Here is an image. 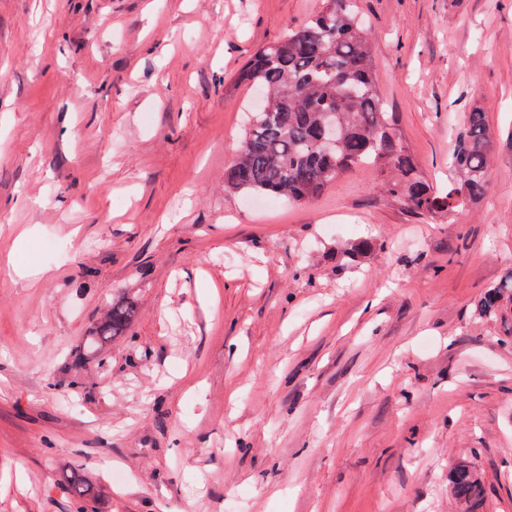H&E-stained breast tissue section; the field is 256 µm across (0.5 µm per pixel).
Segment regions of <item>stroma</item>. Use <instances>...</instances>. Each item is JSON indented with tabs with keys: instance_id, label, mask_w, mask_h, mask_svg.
<instances>
[{
	"instance_id": "1",
	"label": "stroma",
	"mask_w": 512,
	"mask_h": 512,
	"mask_svg": "<svg viewBox=\"0 0 512 512\" xmlns=\"http://www.w3.org/2000/svg\"><path fill=\"white\" fill-rule=\"evenodd\" d=\"M324 3L0 0V512L115 470L101 512H460L461 459L512 512V342L474 312L512 270V0H355L434 185L486 116L489 191L441 217L369 166L302 204L225 190L242 68ZM122 297L109 363L74 365ZM376 247L377 244L368 239L345 243L336 249V258L350 265H358Z\"/></svg>"
}]
</instances>
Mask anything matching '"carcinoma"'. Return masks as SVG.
Instances as JSON below:
<instances>
[{
	"mask_svg": "<svg viewBox=\"0 0 512 512\" xmlns=\"http://www.w3.org/2000/svg\"><path fill=\"white\" fill-rule=\"evenodd\" d=\"M239 80L265 91L266 104L254 112L233 163L224 171V186L231 191L307 202L365 163L389 170V194L418 214L450 212L487 194L493 140L484 113H469L457 137L448 189L434 187L383 111L368 38L352 0H326L318 14L259 50ZM330 118L341 134L333 150L324 152L318 136ZM376 247L368 239L345 243L336 249V258L358 265ZM477 311L500 327V335L512 339V272L486 289ZM135 313L128 299L111 302L107 318L78 346L81 358L100 354L126 333ZM449 487L462 512H471L485 495L480 473L465 461L452 468ZM66 490L76 512H88L102 495L77 473L70 475Z\"/></svg>",
	"mask_w": 512,
	"mask_h": 512,
	"instance_id": "1",
	"label": "carcinoma"
}]
</instances>
